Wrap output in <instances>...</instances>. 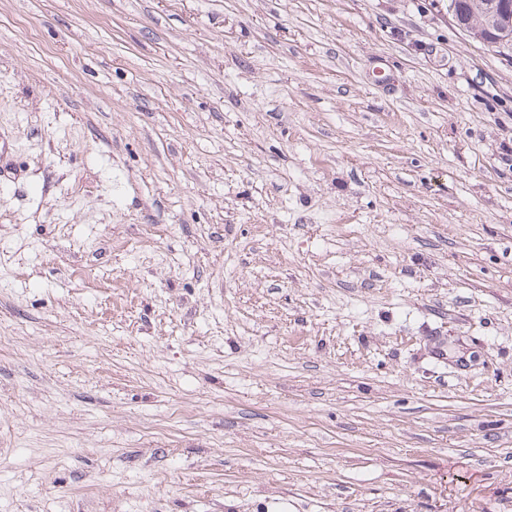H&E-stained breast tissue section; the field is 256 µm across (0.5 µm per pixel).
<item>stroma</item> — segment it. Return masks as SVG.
Returning a JSON list of instances; mask_svg holds the SVG:
<instances>
[{"instance_id":"1","label":"stroma","mask_w":512,"mask_h":512,"mask_svg":"<svg viewBox=\"0 0 512 512\" xmlns=\"http://www.w3.org/2000/svg\"><path fill=\"white\" fill-rule=\"evenodd\" d=\"M0 512H512V54L0 0Z\"/></svg>"}]
</instances>
